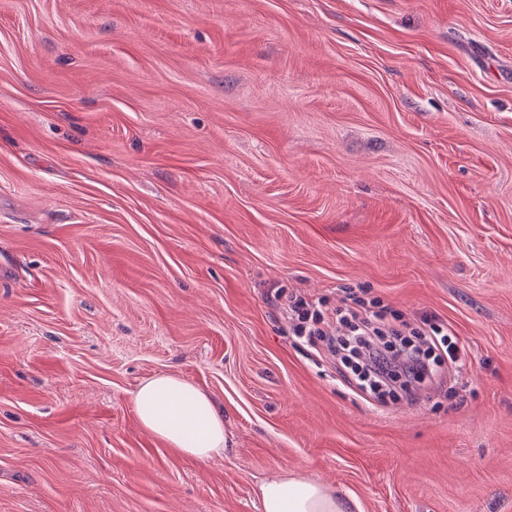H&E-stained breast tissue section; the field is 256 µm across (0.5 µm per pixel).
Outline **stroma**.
Returning <instances> with one entry per match:
<instances>
[{
    "label": "stroma",
    "instance_id": "stroma-1",
    "mask_svg": "<svg viewBox=\"0 0 512 512\" xmlns=\"http://www.w3.org/2000/svg\"><path fill=\"white\" fill-rule=\"evenodd\" d=\"M451 327L386 407L276 290ZM179 375L206 463L139 424ZM512 512V0H0V512ZM139 424L169 448L201 463L224 451V413L191 382L161 374L135 392ZM256 493L262 512H354L351 498L316 479L288 470L263 480Z\"/></svg>",
    "mask_w": 512,
    "mask_h": 512
}]
</instances>
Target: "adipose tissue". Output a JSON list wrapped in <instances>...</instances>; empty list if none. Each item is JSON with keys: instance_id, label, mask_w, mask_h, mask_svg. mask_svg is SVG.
Instances as JSON below:
<instances>
[{"instance_id": "adipose-tissue-1", "label": "adipose tissue", "mask_w": 512, "mask_h": 512, "mask_svg": "<svg viewBox=\"0 0 512 512\" xmlns=\"http://www.w3.org/2000/svg\"><path fill=\"white\" fill-rule=\"evenodd\" d=\"M143 429L169 448L207 462L224 451V414L191 382L161 374L134 395ZM261 512H353L352 501L316 479L294 473L263 480L257 489Z\"/></svg>"}]
</instances>
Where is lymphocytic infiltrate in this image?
I'll return each instance as SVG.
<instances>
[{"label":"lymphocytic infiltrate","mask_w":512,"mask_h":512,"mask_svg":"<svg viewBox=\"0 0 512 512\" xmlns=\"http://www.w3.org/2000/svg\"><path fill=\"white\" fill-rule=\"evenodd\" d=\"M288 309L294 336L348 366L357 389L368 397L396 380L402 381L406 393H414L434 373L433 354L443 353L453 362L459 358L460 348L452 331L436 324L421 331L425 347L390 351L379 339L400 335V326L387 317L385 310L372 309L356 296L349 306L333 315L297 296L289 297Z\"/></svg>","instance_id":"1"}]
</instances>
